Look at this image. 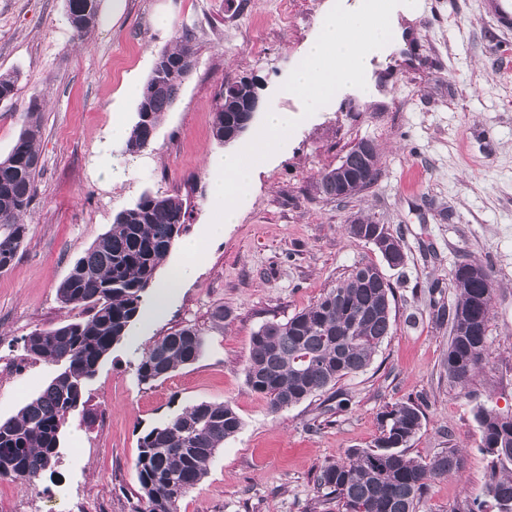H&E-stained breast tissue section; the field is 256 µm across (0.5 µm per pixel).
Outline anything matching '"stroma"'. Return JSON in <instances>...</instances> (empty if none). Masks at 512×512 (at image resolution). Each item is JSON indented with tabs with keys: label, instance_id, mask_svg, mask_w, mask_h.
I'll use <instances>...</instances> for the list:
<instances>
[{
	"label": "stroma",
	"instance_id": "stroma-1",
	"mask_svg": "<svg viewBox=\"0 0 512 512\" xmlns=\"http://www.w3.org/2000/svg\"><path fill=\"white\" fill-rule=\"evenodd\" d=\"M337 1L355 2L125 0L116 15L112 0H100L97 25L80 37L65 0H0V73L20 74L15 96L0 102V157L31 98L41 102L42 123L29 232L0 272V419L54 377V367L26 356L24 341L80 317L62 308L57 287L118 212L145 193L178 195L190 203L183 239L208 240L193 280L158 315L145 294L139 318L87 382V410L69 417L54 475L25 486L0 478V512H69L74 495L89 512H134L139 437L200 402L231 405L242 427L178 512H312L316 471L372 446L381 413L406 400L424 415L410 457L427 462L452 448L466 459L461 473L431 482L419 512H453L481 494L488 469L474 408L512 414V26L492 19L501 0H420L401 39L375 60L370 91L340 90L304 117L260 162L238 223L205 235L215 214L207 160L225 151L212 136L219 92L253 78L264 106L302 114L282 85ZM185 29L195 37L196 68L151 146L127 154L112 126L132 127L137 89ZM259 33L265 50L255 54L250 40ZM362 140L378 151L375 183L341 201L320 194L321 173ZM363 217L385 225L407 256L404 267L383 270L395 288L394 328L365 371L339 381L342 409L323 412L318 395L270 412L245 382L250 338L316 302L354 266L381 265L372 245L345 233ZM463 260L483 264L495 284L488 355L465 387L448 379L449 328L436 317L454 298L451 271ZM187 325L205 332L199 359L139 384L143 350Z\"/></svg>",
	"mask_w": 512,
	"mask_h": 512
}]
</instances>
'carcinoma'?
<instances>
[{
    "label": "carcinoma",
    "instance_id": "carcinoma-1",
    "mask_svg": "<svg viewBox=\"0 0 512 512\" xmlns=\"http://www.w3.org/2000/svg\"><path fill=\"white\" fill-rule=\"evenodd\" d=\"M157 57L167 65L151 73L139 97L137 120L126 140L133 155L148 148L160 118L177 100L196 68L193 34L185 30ZM19 74L0 73V101L14 97ZM212 135L218 142L232 134L245 96L227 84L218 96ZM41 104L34 99L28 120L7 156L0 157V271L8 270L23 243V222L36 194L40 169L38 121ZM350 190L362 191L378 177L377 163L364 167L354 149L347 151ZM188 201L180 196L143 194L116 214L57 287L64 308L86 315L24 340L35 361L57 369L44 391L16 415L0 419V462L9 468L0 478L26 485L55 473L62 430L85 407V386L102 359L127 335L137 319L146 290L175 241L186 229ZM376 229L386 249L400 261L406 255L384 225L358 218L348 233L361 240L363 230ZM486 268L457 264L451 276L454 302L448 306L450 337L445 368L448 379L462 386L481 368L488 350L487 330L493 292L485 288ZM395 289L375 264H360L328 289L312 306L285 321L272 320L253 333L245 366L248 388L263 397L273 413L295 406L365 370L393 330ZM205 344L201 329L185 326L154 341L136 366L137 380L151 384L193 363ZM423 413L413 401L392 405L382 413L381 432L370 448H354L346 458L322 465L314 478L323 512L330 504L339 512H417L430 483L459 473L464 458L455 451L421 462L406 454L421 427ZM474 419L488 457L489 482L483 492L455 512H512V415L478 404ZM242 421L227 404L201 402L152 427L139 438L135 470L141 489L137 512H178L180 498L207 474L217 449L233 438Z\"/></svg>",
    "mask_w": 512,
    "mask_h": 512
}]
</instances>
